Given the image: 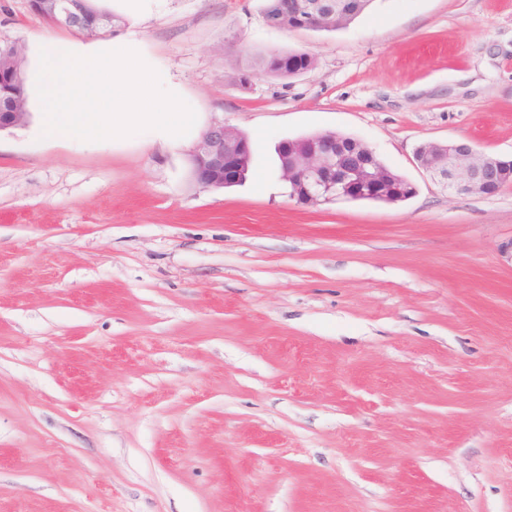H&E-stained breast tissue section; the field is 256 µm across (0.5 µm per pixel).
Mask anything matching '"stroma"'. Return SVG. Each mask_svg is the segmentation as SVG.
I'll return each mask as SVG.
<instances>
[{"label":"stroma","mask_w":512,"mask_h":512,"mask_svg":"<svg viewBox=\"0 0 512 512\" xmlns=\"http://www.w3.org/2000/svg\"><path fill=\"white\" fill-rule=\"evenodd\" d=\"M265 0H155L118 39L197 119L178 147L0 132V512H512V184L454 194L426 143L512 156V0H373L336 31ZM0 0V40L46 29ZM307 51L290 83L236 60ZM221 121L242 184L191 154ZM354 137L415 184L301 205L277 147ZM240 135L224 122H214L203 131L191 155L194 176L200 185L215 188L234 185L241 177L242 167L239 183L246 178L250 161L246 158L243 165L242 161L252 150L249 141Z\"/></svg>","instance_id":"1"}]
</instances>
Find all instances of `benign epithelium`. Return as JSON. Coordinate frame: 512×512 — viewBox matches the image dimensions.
<instances>
[{
  "instance_id": "obj_1",
  "label": "benign epithelium",
  "mask_w": 512,
  "mask_h": 512,
  "mask_svg": "<svg viewBox=\"0 0 512 512\" xmlns=\"http://www.w3.org/2000/svg\"><path fill=\"white\" fill-rule=\"evenodd\" d=\"M39 16L70 31L80 30L82 0H30ZM292 29H317L334 24L336 3L313 0L306 8L286 5ZM22 57L6 46L0 51V75H19ZM8 111L0 112V131L23 126L29 113L21 98L7 101ZM282 180L288 195L299 204H331L340 201L376 200L396 204L406 200L411 182L387 169L374 151L355 150L336 138L311 135L282 142ZM252 154L249 141L222 122H214L200 136L191 161L194 176L204 187L223 188L236 184L241 177L242 161ZM468 142L428 143L416 148V162L449 191L456 194L479 192L494 195L504 178L512 180V158L483 156L472 159Z\"/></svg>"
}]
</instances>
